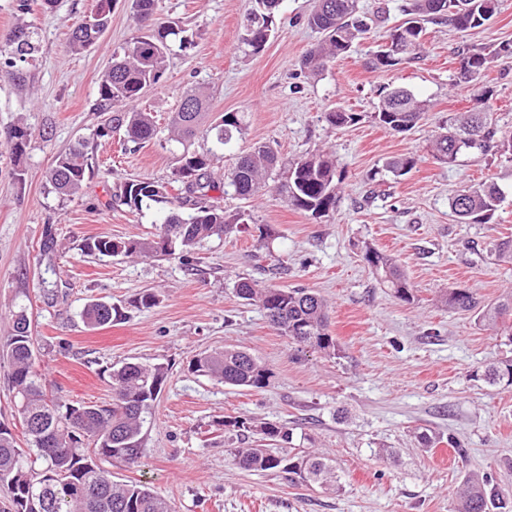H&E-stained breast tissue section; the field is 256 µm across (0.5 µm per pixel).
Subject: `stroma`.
<instances>
[{
    "instance_id": "35a3bbf8",
    "label": "stroma",
    "mask_w": 512,
    "mask_h": 512,
    "mask_svg": "<svg viewBox=\"0 0 512 512\" xmlns=\"http://www.w3.org/2000/svg\"><path fill=\"white\" fill-rule=\"evenodd\" d=\"M408 0H358L361 12L385 10L348 55L327 70L301 67L320 39L307 17L313 0H283L263 51L244 45V21L253 0H158L157 16L176 21L193 45L169 56L164 87L144 94L141 106L168 124L181 93L208 88L205 118L242 112L246 125L229 149L195 139L193 151L211 153L216 181L232 154L267 144L292 159L333 151L345 179L334 212L325 217L290 207L275 192L238 200L212 191L227 212L244 211L240 231L211 238L186 260L97 257L87 239L152 237L158 207L137 212L115 202L129 179L168 183L176 161L169 147L91 140L104 120L93 111L97 85L112 54L137 34L127 0H115L110 25L85 50L68 46L71 26L97 0H35L17 18L13 0H0V45L18 21L35 29L36 60L24 66V85L0 71V342L12 333L11 313L26 305L37 340V366L49 394L73 403L111 402L108 370L127 361L161 364L168 376L143 429L138 465L113 461L112 478L138 483L171 501L177 512H456L458 488L470 471L491 475L512 495V386L474 379L512 353L499 331L480 325L471 310L441 302L448 289L472 292L480 303L512 291V263L499 262L485 244L512 237V162L500 154H468L455 165L435 163L432 141L442 118L474 104L480 87L499 127L512 132V65L492 62L480 85H453L457 50L465 44L512 41V0L482 28L459 32L428 25L424 56L395 71L364 65L384 44ZM402 85L427 100L428 110L409 132L377 125L379 91ZM356 113L355 124L333 128L325 112ZM34 137L23 155L6 143L14 126ZM88 142L92 173L72 197L52 192L46 171L77 140ZM411 155L415 167L396 178L386 164ZM494 180L506 199L490 224H463L448 207L457 190ZM273 236L260 243L259 226ZM53 249L43 250L46 234ZM394 255L414 288V299L394 298L363 259L365 247ZM247 277L259 285L309 288L328 304L337 357L301 349L272 328L263 312L239 298ZM155 306L131 302L144 290ZM92 300L125 305L121 322L95 330L80 318ZM241 346L272 372L268 387L243 390L193 373L192 357ZM285 424L303 433L304 447L332 459L342 485L332 494L289 481L276 470L247 471L230 458L255 434L225 427L228 417ZM455 436L426 450L420 432Z\"/></svg>"
}]
</instances>
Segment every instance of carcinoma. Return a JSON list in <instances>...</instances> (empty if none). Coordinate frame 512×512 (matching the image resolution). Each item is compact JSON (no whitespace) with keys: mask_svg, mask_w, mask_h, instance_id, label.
<instances>
[{"mask_svg":"<svg viewBox=\"0 0 512 512\" xmlns=\"http://www.w3.org/2000/svg\"><path fill=\"white\" fill-rule=\"evenodd\" d=\"M249 13L243 43L251 52H261L272 34L275 12L282 0H254ZM130 8L141 33L123 52L112 54V66L102 75L94 111L108 115L94 129L92 136L107 141L112 133L124 131L127 141L145 143L189 141L199 135L213 137L222 147L231 144L234 134L242 131L245 115L225 113L220 121L202 127L206 94L200 88L185 90L178 112L164 130L151 112L136 103L148 88L164 86L166 59L175 51L185 52L192 40L174 21H158L157 0H131ZM498 0H413L403 9L404 18L392 27L386 45L370 54L368 65L375 70L392 71L423 58L426 24L448 23L460 31L483 27L497 13ZM101 22L89 25L78 22L71 31L70 48L87 49L95 45L111 21V12L95 8ZM307 24L323 34L322 42L309 51L302 67L314 72L325 70L337 57L352 51L368 30L365 17L359 14L357 0H315ZM40 52L37 33L28 28L14 29L0 49V59L18 82H23L21 65L34 60ZM494 60L512 62V42H501L487 52L485 48H468L459 54L458 67L451 81L455 85L477 84ZM488 91L475 99L466 112L450 113L442 121L441 133L432 145V157L440 164L452 165L459 156L493 148L512 158V133L502 132L493 114L484 107ZM427 111L426 101L404 87H393L382 95L373 120L396 133L410 131ZM326 122L335 128L357 121V115L342 109L325 113ZM32 132L16 126L7 143L21 155ZM211 159L203 153L183 152L175 182L178 193L170 194L169 184L129 180L115 192L122 204L142 210L153 203H167L157 219V233L152 239L115 241L107 236L86 242L83 251L101 257L149 255L183 257L204 241L219 239L238 230L244 223L240 212L229 214L207 202L208 192L216 189L210 172ZM416 164L412 156L390 160L388 171L395 177L405 175ZM91 163L84 143L57 155L47 173L52 189L63 196L77 194L82 188ZM287 171L285 182L270 186L274 171ZM343 174L335 156L317 151L286 162L268 146H259L240 155L224 171L223 193L248 200L272 187L284 194L288 205L296 210L323 216L336 207ZM505 200V191L494 181L467 186L449 200V208L462 223L487 224ZM363 258L380 282L401 301L413 299V288L400 269L396 258L368 247ZM236 294L258 305L270 324L288 339L310 346L327 356L336 355L338 344L327 328V303L318 293L306 288H263L241 279ZM445 303L450 309L471 310L477 306L469 293L448 289ZM512 314V292L502 300L481 309L480 322L496 328ZM81 319L87 327L98 329L125 318L122 307L103 301L86 304ZM13 333L0 349L10 363V380L18 398L21 421L41 419L44 429L25 432L28 448L19 446L13 431L0 424V493L8 500L11 512H175L174 505L140 484H118L101 461L117 459L128 466L138 462L142 424L153 408L167 378L168 368L137 362L113 366L109 372L112 403L108 405L72 404L47 393L43 375L36 365L35 339L30 331L27 307L12 313ZM193 372L226 385L246 389H264L270 384L271 372L248 351L225 348L197 354L191 360ZM491 385H512V356H505L475 373ZM224 426L254 429L260 444L234 450L233 461L247 470L280 469L309 484L329 490L339 489L336 473L324 455L287 453L292 444L291 429L269 422L256 426L246 418L232 417ZM275 443L266 448L262 442ZM457 512H512V503L499 491L490 476L470 472L458 492Z\"/></svg>","mask_w":512,"mask_h":512,"instance_id":"obj_1","label":"carcinoma"}]
</instances>
